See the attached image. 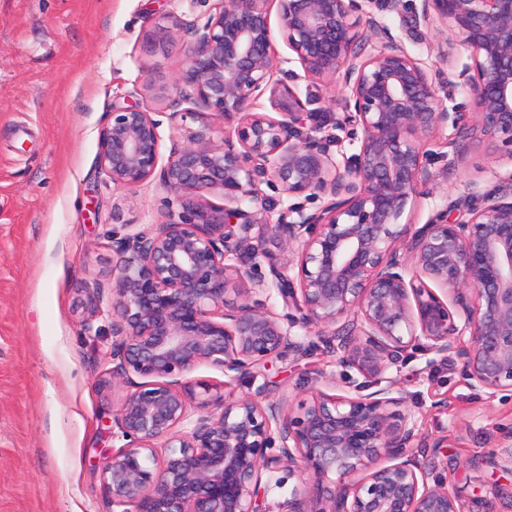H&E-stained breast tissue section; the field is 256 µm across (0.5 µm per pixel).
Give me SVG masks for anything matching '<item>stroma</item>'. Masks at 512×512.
Wrapping results in <instances>:
<instances>
[{
    "label": "stroma",
    "instance_id": "stroma-1",
    "mask_svg": "<svg viewBox=\"0 0 512 512\" xmlns=\"http://www.w3.org/2000/svg\"><path fill=\"white\" fill-rule=\"evenodd\" d=\"M220 0H0V512H112L101 469L124 441L112 413V314L96 332L81 328L89 287L112 280L113 232L164 220L171 196L149 182L116 187L98 161L101 128L114 107L171 112L167 87L185 64L187 31ZM437 33L431 76L458 106L448 82L457 61ZM275 76L298 86L314 112H342L339 84L301 80L297 63ZM153 91H146V84ZM435 179L413 215L424 224L445 205L475 204L512 172V160L487 159L475 140L428 147ZM410 349L397 375L428 447L416 458L430 480L477 512L490 491L512 512V399L470 385L459 362L428 365ZM194 376L225 396L263 387L266 402L300 403L311 391L369 394L375 379L341 366L318 337L302 353L273 356L257 379L204 365Z\"/></svg>",
    "mask_w": 512,
    "mask_h": 512
}]
</instances>
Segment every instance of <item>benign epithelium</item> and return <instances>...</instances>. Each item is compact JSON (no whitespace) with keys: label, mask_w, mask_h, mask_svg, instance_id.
I'll return each instance as SVG.
<instances>
[{"label":"benign epithelium","mask_w":512,"mask_h":512,"mask_svg":"<svg viewBox=\"0 0 512 512\" xmlns=\"http://www.w3.org/2000/svg\"><path fill=\"white\" fill-rule=\"evenodd\" d=\"M221 2L203 26L186 25L173 90L189 108L166 113L185 131L168 156L162 121L137 107L116 110L99 134L112 184L155 178L181 208L112 233V385L126 388L113 421L129 444L104 464L103 487L121 512H263L260 489L281 487L274 473L286 468L301 483L295 512H468L448 482L429 483L414 452L424 436L387 371L424 339L435 361L454 356L466 380L512 396V175L465 220L446 207L420 227L406 216L433 179L424 147L436 133L477 134L489 158H512V0H421L405 24L429 49L435 21L452 32L472 61L459 74L465 110L448 107L427 62L363 8L376 0ZM276 31L305 78L347 92L339 122L361 130L358 153L340 161L305 132L314 114L272 79ZM266 94L274 116L255 111ZM263 183L325 204L274 216ZM262 261L269 282L252 275ZM270 284L281 314L252 300ZM106 286L92 287L83 329ZM296 328L318 329L339 363L385 387L317 391L294 410L263 403L262 387L228 400L188 378L201 365L252 374L304 347Z\"/></svg>","instance_id":"7a95c632"}]
</instances>
